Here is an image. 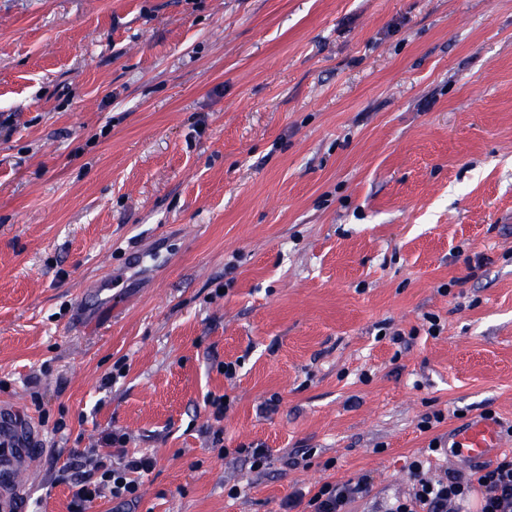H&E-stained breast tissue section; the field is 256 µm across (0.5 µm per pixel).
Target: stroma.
<instances>
[{"instance_id": "35a3bbf8", "label": "stroma", "mask_w": 512, "mask_h": 512, "mask_svg": "<svg viewBox=\"0 0 512 512\" xmlns=\"http://www.w3.org/2000/svg\"><path fill=\"white\" fill-rule=\"evenodd\" d=\"M0 401L42 433L20 512L114 430L156 459L124 512L362 475L372 512L512 427V0H0ZM453 447L468 460L476 461L492 453L510 452L504 441L500 425L491 418L472 420L467 426L451 434ZM232 454L247 460L250 463V468L258 474H263L268 468L270 454L261 443H251L248 446L240 445L238 448H234Z\"/></svg>"}]
</instances>
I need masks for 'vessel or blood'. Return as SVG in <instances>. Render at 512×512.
Returning <instances> with one entry per match:
<instances>
[{
  "mask_svg": "<svg viewBox=\"0 0 512 512\" xmlns=\"http://www.w3.org/2000/svg\"><path fill=\"white\" fill-rule=\"evenodd\" d=\"M459 455L476 461L505 452L500 425L490 418L472 420L451 436ZM39 436L14 405L0 406V512H16L18 495L36 457Z\"/></svg>",
  "mask_w": 512,
  "mask_h": 512,
  "instance_id": "obj_1",
  "label": "vessel or blood"
}]
</instances>
